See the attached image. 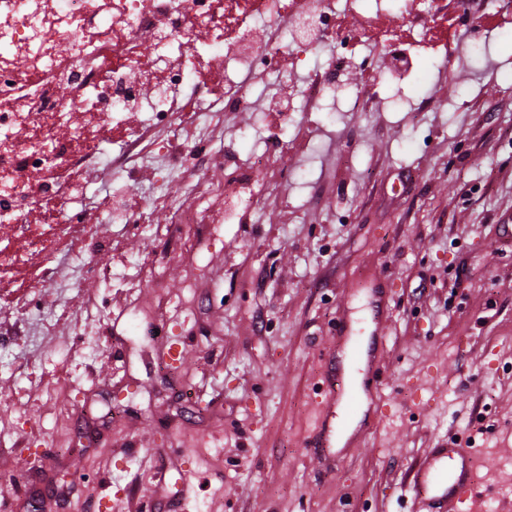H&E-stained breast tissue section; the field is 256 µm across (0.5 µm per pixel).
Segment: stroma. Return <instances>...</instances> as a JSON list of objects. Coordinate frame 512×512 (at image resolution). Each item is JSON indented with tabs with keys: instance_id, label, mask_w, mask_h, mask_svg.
I'll list each match as a JSON object with an SVG mask.
<instances>
[{
	"instance_id": "obj_1",
	"label": "stroma",
	"mask_w": 512,
	"mask_h": 512,
	"mask_svg": "<svg viewBox=\"0 0 512 512\" xmlns=\"http://www.w3.org/2000/svg\"><path fill=\"white\" fill-rule=\"evenodd\" d=\"M497 26L401 80L387 52L355 42L335 90L298 95L305 73L241 78L249 108L205 97L200 121L131 112V153L100 131L89 147L115 170L57 163L58 217L81 215L74 245L30 254L40 287L7 282L0 304V478L20 480L0 512H404L426 449L459 438L477 460L471 512H512V0ZM382 79L362 84L364 67ZM296 107L283 124L273 109ZM209 153L178 169V147ZM268 152L258 197L224 221L236 164ZM136 196L134 231L108 196ZM194 204L206 237L179 224ZM104 237L106 250L90 241ZM383 292L381 373L366 413L333 462L308 444L315 391L336 326ZM39 300L45 321L31 318ZM161 335H151L149 321ZM182 366L161 362L173 337Z\"/></svg>"
}]
</instances>
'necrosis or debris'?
Listing matches in <instances>:
<instances>
[{"mask_svg": "<svg viewBox=\"0 0 512 512\" xmlns=\"http://www.w3.org/2000/svg\"><path fill=\"white\" fill-rule=\"evenodd\" d=\"M0 0V225L13 228L21 248L0 246V282L22 267L33 246L31 225L20 218L31 205L29 184L43 179L45 192L56 161L80 142L59 94L42 76L62 72L69 90L92 95L94 118L123 124L129 112L172 116L183 85L198 74L190 58L173 59L177 37L205 30L216 48L214 63L231 82L243 72L268 69L290 46L306 51L336 35L330 0ZM113 58L112 80L103 84L95 64ZM153 83L145 93L144 83ZM70 126L69 139L30 138L34 122Z\"/></svg>", "mask_w": 512, "mask_h": 512, "instance_id": "1", "label": "necrosis or debris"}]
</instances>
